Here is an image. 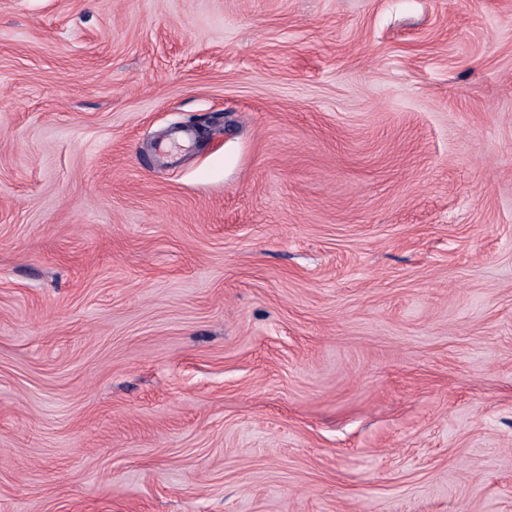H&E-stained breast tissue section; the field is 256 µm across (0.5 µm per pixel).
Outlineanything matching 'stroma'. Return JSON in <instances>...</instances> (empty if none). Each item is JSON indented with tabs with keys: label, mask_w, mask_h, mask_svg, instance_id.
I'll return each mask as SVG.
<instances>
[{
	"label": "stroma",
	"mask_w": 512,
	"mask_h": 512,
	"mask_svg": "<svg viewBox=\"0 0 512 512\" xmlns=\"http://www.w3.org/2000/svg\"><path fill=\"white\" fill-rule=\"evenodd\" d=\"M0 512H512V0H0Z\"/></svg>",
	"instance_id": "obj_1"
}]
</instances>
